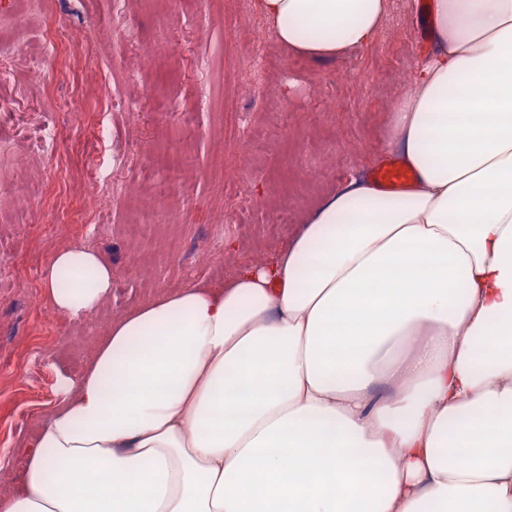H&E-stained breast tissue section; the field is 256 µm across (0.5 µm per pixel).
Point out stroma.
Returning <instances> with one entry per match:
<instances>
[{"label":"stroma","instance_id":"1","mask_svg":"<svg viewBox=\"0 0 512 512\" xmlns=\"http://www.w3.org/2000/svg\"><path fill=\"white\" fill-rule=\"evenodd\" d=\"M417 0H395L385 29L343 61H305L275 48L277 72L245 78L240 42L259 25L253 9L233 0H125L135 36L115 29L113 0H44L30 15L27 0H0V32L12 24L32 44L51 41L49 77L28 80V48L0 58V449L9 454L11 485L22 476L23 450L59 405L63 379L87 366L113 319L147 302L157 289L191 280L223 283L242 263H258L285 246L322 198L352 177L369 175L388 156L390 103L407 89L418 59L435 49L421 38ZM88 30L84 43L65 37ZM124 59L126 73L112 67ZM348 78H339L340 70ZM86 113L72 126L61 101ZM142 104L138 115L120 111ZM54 133L53 148L31 152L30 125ZM266 144L251 149L245 183L227 169L251 130ZM194 158L179 179L166 168L170 148ZM95 166L122 186L120 199L95 191ZM174 221L154 225L138 246L129 236L158 202ZM289 210L292 221L277 217ZM111 221L97 230L99 211ZM83 244L112 266L111 297L74 319L77 344L56 337L58 317L45 271L60 249Z\"/></svg>","mask_w":512,"mask_h":512}]
</instances>
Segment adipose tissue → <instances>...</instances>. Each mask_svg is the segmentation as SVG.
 <instances>
[{
    "label": "adipose tissue",
    "mask_w": 512,
    "mask_h": 512,
    "mask_svg": "<svg viewBox=\"0 0 512 512\" xmlns=\"http://www.w3.org/2000/svg\"><path fill=\"white\" fill-rule=\"evenodd\" d=\"M289 54L344 60L391 0H253ZM390 106L414 174L351 180L276 258L116 318L0 512H512V0H431ZM89 314L112 267L46 271ZM373 178L382 188L390 191H399L406 188L414 179L412 172L400 165L387 164L377 167Z\"/></svg>",
    "instance_id": "adipose-tissue-1"
}]
</instances>
